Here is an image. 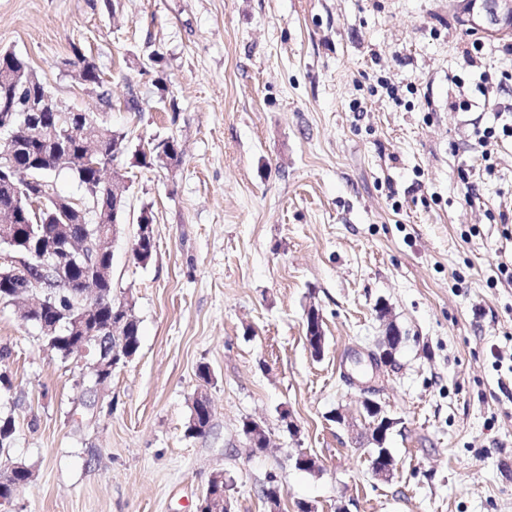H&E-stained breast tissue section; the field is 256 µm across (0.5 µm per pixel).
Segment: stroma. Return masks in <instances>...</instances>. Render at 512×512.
Listing matches in <instances>:
<instances>
[{
    "label": "stroma",
    "instance_id": "35a3bbf8",
    "mask_svg": "<svg viewBox=\"0 0 512 512\" xmlns=\"http://www.w3.org/2000/svg\"><path fill=\"white\" fill-rule=\"evenodd\" d=\"M466 7L0 0V50L64 105L133 144L182 149L161 168L121 162L156 248L135 262L133 223L111 244L112 296L131 303L141 345L97 411L78 402L79 361L0 304L7 458L34 470L0 512H197L217 471L234 512H269L272 483L280 512H512V282L499 273L512 267V138L483 151L476 137L512 122V35L464 26ZM76 46L103 72L110 111L63 66ZM390 323L403 340L373 367ZM200 390L211 425L192 437ZM367 394L395 421L384 477L371 470ZM249 419L266 450L252 451ZM303 453L318 471L297 468Z\"/></svg>",
    "mask_w": 512,
    "mask_h": 512
}]
</instances>
